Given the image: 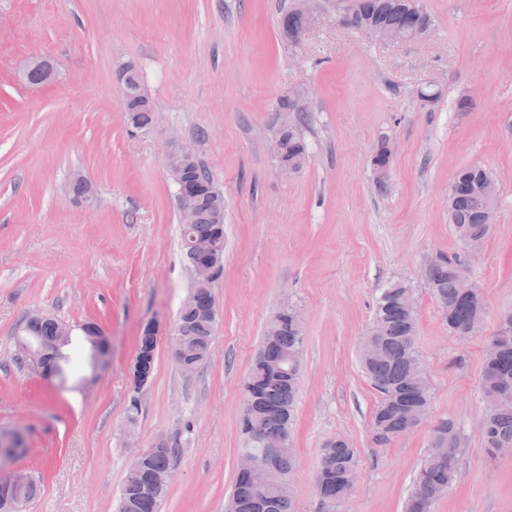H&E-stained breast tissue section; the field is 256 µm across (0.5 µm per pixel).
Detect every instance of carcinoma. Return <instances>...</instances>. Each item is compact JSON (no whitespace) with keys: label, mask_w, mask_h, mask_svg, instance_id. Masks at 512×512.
<instances>
[{"label":"carcinoma","mask_w":512,"mask_h":512,"mask_svg":"<svg viewBox=\"0 0 512 512\" xmlns=\"http://www.w3.org/2000/svg\"><path fill=\"white\" fill-rule=\"evenodd\" d=\"M346 7L356 25L374 22L390 32L407 34L414 20L404 8V0H348ZM279 151L288 168L297 172L307 160L306 146L299 126L294 125L279 136ZM206 169L194 167L198 183L196 207L191 223L182 225V247L192 258L191 243L203 239L213 242L219 254H224V225L213 222L214 201L205 184ZM480 180H491L485 170L467 167L457 172L448 199V214L456 236L465 244H482L493 224L497 199L487 200L478 195ZM454 260L442 254L432 269L429 290L445 309L448 331L462 336L482 328L484 300L472 295L448 270ZM414 288L402 280H394L378 292L373 302L372 319L360 344V361L373 388L379 394L370 430L375 441L389 442L408 433L425 420L434 397L433 385L417 347V307L409 306L407 296ZM189 362L200 368L212 355L216 319L200 313L188 304L181 306L178 318ZM490 340L499 343L498 352L484 361L482 389L492 401L485 425L480 431L488 455L496 459L512 455V335L495 333ZM303 329L276 312L269 321L261 349L242 392L241 417L265 428L262 439H256L239 424L242 438L240 451L271 463L273 481L259 491L249 479L238 474L230 495V512H255L257 496H263L268 512H294L290 476L295 466L294 449L279 447L289 438L293 409L299 390L303 354ZM157 341L142 333L137 351L149 360L154 369ZM281 360L286 376L279 380L269 377L267 358ZM41 375L64 387L69 381L67 366L59 372L49 361L40 366ZM434 436L442 441L448 454L429 453L415 479L405 512H432L434 504L448 493L458 476L463 448L453 421L440 422ZM176 449L171 444L155 449L137 466H129L122 486L118 512H159L168 489L163 479L173 466ZM358 477V459L351 444L335 437L322 446L315 476V489L320 512H341L345 489ZM32 483L22 489L9 488L0 477V510H10L15 503L21 508L36 494Z\"/></svg>","instance_id":"1"}]
</instances>
